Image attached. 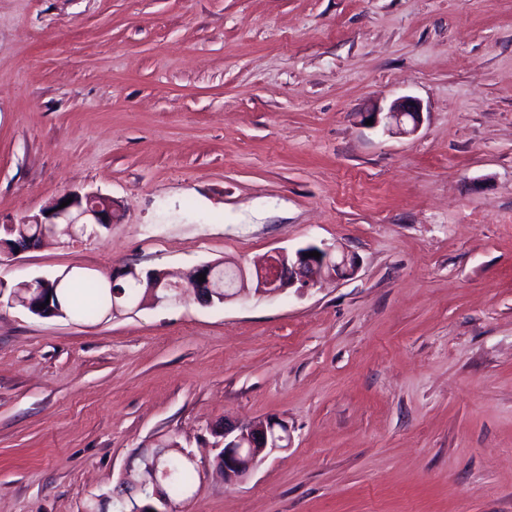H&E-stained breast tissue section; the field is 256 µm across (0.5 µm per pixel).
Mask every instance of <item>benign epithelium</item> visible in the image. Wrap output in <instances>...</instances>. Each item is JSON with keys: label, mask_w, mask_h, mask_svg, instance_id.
Listing matches in <instances>:
<instances>
[{"label": "benign epithelium", "mask_w": 512, "mask_h": 512, "mask_svg": "<svg viewBox=\"0 0 512 512\" xmlns=\"http://www.w3.org/2000/svg\"><path fill=\"white\" fill-rule=\"evenodd\" d=\"M373 119L371 128H382L389 134L411 135L415 133L422 122V109L416 100L404 96L395 99L388 111L371 110L362 114V120ZM72 199L65 207H60L62 200ZM31 224L53 226L55 224L69 225L68 234L76 237L75 227L89 224L98 226L112 223V199L97 193L66 194L44 211V218L35 217L29 220ZM316 251L320 257H309L307 253ZM215 264H203L192 269L181 281H172L163 272L149 285L150 299L155 304L170 305L181 301L185 294L199 293L206 288L214 293ZM357 264L354 256L332 247L308 245L289 253L286 250H276L268 256L265 264L254 273L247 274L241 266L232 268L233 279L224 284L222 302L236 299L246 289L248 282L254 283L255 293L276 295L289 288L303 290L314 286L321 278L332 276L345 278L354 275ZM205 275V281L198 280L199 275ZM45 278L38 277L24 283L28 291H36L33 295L35 306L29 301L21 302L24 308H32L39 317H56L60 310L52 303H46L47 293L43 292ZM223 438V448L217 456L218 464L224 471V484L232 486L244 479L269 455L284 448L288 441V425L275 420L266 419L249 421L240 424L224 423L220 430ZM136 459L140 460L144 469L149 472V480L138 481L134 489L125 492L117 499L127 503L129 512H158L153 500L163 496L168 470L161 467L162 455L149 450L140 452Z\"/></svg>", "instance_id": "benign-epithelium-1"}]
</instances>
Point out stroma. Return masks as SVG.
Returning a JSON list of instances; mask_svg holds the SVG:
<instances>
[{"label": "stroma", "instance_id": "1", "mask_svg": "<svg viewBox=\"0 0 512 512\" xmlns=\"http://www.w3.org/2000/svg\"><path fill=\"white\" fill-rule=\"evenodd\" d=\"M401 96L416 133L363 125ZM71 192L113 224L0 255V512H86L172 441L181 512H512V0H0V225ZM310 244L355 274L93 321L7 293ZM269 418L225 485L215 427ZM168 455L163 459L169 469L170 475L167 480V495L173 502H179L190 491L193 480L196 461L192 453L181 449V454L177 449H171ZM190 463L191 465L187 464Z\"/></svg>", "mask_w": 512, "mask_h": 512}]
</instances>
